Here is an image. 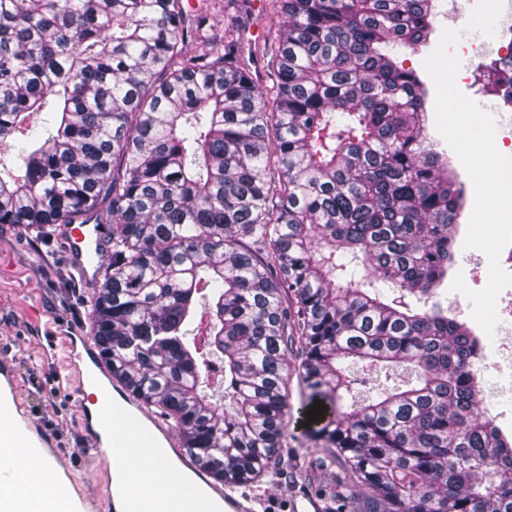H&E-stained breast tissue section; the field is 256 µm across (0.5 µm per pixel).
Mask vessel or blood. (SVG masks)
<instances>
[{"label":"vessel or blood","mask_w":512,"mask_h":512,"mask_svg":"<svg viewBox=\"0 0 512 512\" xmlns=\"http://www.w3.org/2000/svg\"><path fill=\"white\" fill-rule=\"evenodd\" d=\"M110 227L106 224H65L61 240L72 268L82 281L97 279L102 256L108 247ZM103 364L90 373L76 372L79 389L95 391L94 410H83L81 428L92 449L101 454L143 453L145 459L161 464L162 490L153 498L133 495L118 498L121 485L133 478L136 466L128 462L107 475L105 497L89 496L83 485L71 480L52 438L42 425L29 418L23 408L12 363L0 358V446L22 448L58 476L50 500V512H169L167 484L193 475L196 486L181 492L177 512H257L255 499L246 492H231L182 448L172 428L161 417L147 412L120 383L105 384ZM26 504L16 489V472L7 470L0 483V512H24Z\"/></svg>","instance_id":"obj_1"}]
</instances>
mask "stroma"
<instances>
[{"label":"stroma","mask_w":512,"mask_h":512,"mask_svg":"<svg viewBox=\"0 0 512 512\" xmlns=\"http://www.w3.org/2000/svg\"><path fill=\"white\" fill-rule=\"evenodd\" d=\"M454 2L455 9L437 16L430 46L420 53L403 55V65L425 72V62L439 46L441 32L457 31L460 37L450 47L451 53L461 58L456 86L479 107L493 106L497 72L502 67L499 55L489 52L471 59L462 54L467 43L486 39L484 23L489 14L482 7L483 0ZM466 16L478 19V27L464 26ZM93 297L92 286L83 283L69 266L57 227L41 233L0 224V356L13 363L26 409L57 437L74 479L84 483L88 491L98 492L114 459L85 453L79 395L64 378L66 338L76 328L91 333ZM47 323L57 333V348L48 358L41 351V331ZM251 491L262 499L264 512H290L289 503L303 495L298 486L274 474L252 486Z\"/></svg>","instance_id":"1"}]
</instances>
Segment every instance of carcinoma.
Wrapping results in <instances>:
<instances>
[{"mask_svg": "<svg viewBox=\"0 0 512 512\" xmlns=\"http://www.w3.org/2000/svg\"><path fill=\"white\" fill-rule=\"evenodd\" d=\"M268 5L270 86L216 0H0V224L112 225L99 355L226 486L283 470L294 377L325 454L284 477L326 512H512L484 336L448 315L464 186L399 62L436 0Z\"/></svg>", "mask_w": 512, "mask_h": 512, "instance_id": "cac0c4a2", "label": "carcinoma"}]
</instances>
